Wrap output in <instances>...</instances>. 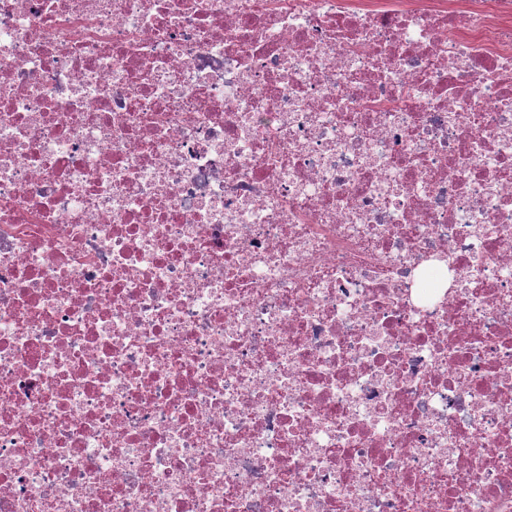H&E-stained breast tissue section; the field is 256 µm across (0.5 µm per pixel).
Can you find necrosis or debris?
I'll use <instances>...</instances> for the list:
<instances>
[{
    "mask_svg": "<svg viewBox=\"0 0 512 512\" xmlns=\"http://www.w3.org/2000/svg\"><path fill=\"white\" fill-rule=\"evenodd\" d=\"M0 512H512V0H0Z\"/></svg>",
    "mask_w": 512,
    "mask_h": 512,
    "instance_id": "4bbe7bcc",
    "label": "necrosis or debris"
}]
</instances>
